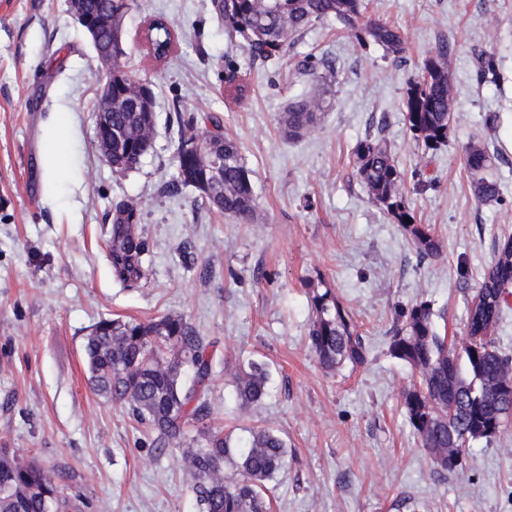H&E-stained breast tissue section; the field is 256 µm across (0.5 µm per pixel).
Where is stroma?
Listing matches in <instances>:
<instances>
[{
  "mask_svg": "<svg viewBox=\"0 0 512 512\" xmlns=\"http://www.w3.org/2000/svg\"><path fill=\"white\" fill-rule=\"evenodd\" d=\"M365 2L367 16L404 34L403 53L329 22L272 65L251 57L212 0H134L119 63L152 88L156 124L151 152L121 173L98 155L93 107L107 73L69 0H0V448L72 467L84 512H198L182 451L155 456L128 407L88 384L84 343L98 321L165 315L214 344L212 425L236 445L257 426L286 442L288 467L267 483L271 512H512V425L471 442L463 469L438 471L403 408L417 376L388 350L399 311L419 301L432 305L440 334L461 340L494 244L512 232V0ZM157 16L184 35L159 62L140 41ZM442 44L456 122L430 150L408 130L403 102ZM482 50L496 56V80L476 77ZM308 55L335 65L330 104L314 132L290 139L278 118L314 89L297 68ZM232 74L248 86L239 102L226 92ZM59 114L73 133L68 164L53 173ZM211 115L240 145L257 223L209 211L194 188L164 191L183 122L204 128ZM376 131L441 257H421L357 179L355 146ZM472 142L505 158L497 201L475 199L462 163ZM123 203L137 206L151 270L139 288L112 276L108 239ZM322 284L350 310L364 363L319 367L309 294ZM251 360L270 379L262 406L246 411L234 369Z\"/></svg>",
  "mask_w": 512,
  "mask_h": 512,
  "instance_id": "1",
  "label": "stroma"
}]
</instances>
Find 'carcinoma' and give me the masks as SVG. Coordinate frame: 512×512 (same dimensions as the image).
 <instances>
[{
  "instance_id": "carcinoma-1",
  "label": "carcinoma",
  "mask_w": 512,
  "mask_h": 512,
  "mask_svg": "<svg viewBox=\"0 0 512 512\" xmlns=\"http://www.w3.org/2000/svg\"><path fill=\"white\" fill-rule=\"evenodd\" d=\"M224 24L241 34L255 58L279 59L291 39L316 22L334 21L364 44L372 41L398 55L404 36L392 26L364 16V0H213ZM147 52L157 61L167 58L176 43L167 20L156 18L144 29ZM303 68L316 92L288 103L279 127L290 139L312 132L325 108V86L333 65L305 57ZM479 81L496 78L497 62L490 51L475 61ZM130 83L113 81L112 168H137L148 154L143 131L154 126L155 113L126 95ZM405 121L413 137L428 149L448 143L454 112L448 77V46L428 55L420 73L408 83ZM212 129L199 133L189 124L181 131L175 153L176 173L166 189L177 193L193 187L209 209L239 224L258 219L249 170L237 141L224 133L218 117ZM357 175L371 198L398 221L422 257H437L442 245L428 224L405 222L412 217L403 195V175L380 137L368 138L355 148ZM496 156L482 145L465 148L463 165L476 199L496 201L500 185ZM136 208L117 207L109 240L112 276L126 288L149 279L144 265L145 242L135 222ZM512 294V236L501 238L494 259L466 314V336L448 346L435 327L427 302H417L400 313L402 324L391 336L390 354L419 374V385L403 392L406 416L422 447L442 471L448 464L439 456L450 448L468 447L496 436L512 418V398L496 390L497 382L512 373V357L495 345L492 333L503 317ZM312 312L308 338L321 367L333 372L343 363L365 361L362 338L347 307L330 288H315L309 296ZM97 333L87 337L90 384L99 396L129 405L133 417L152 433L155 455L189 442L184 449L193 474V493L200 512H269L266 481L287 466L288 450L273 430L256 427L244 448L210 425L204 400L211 376V342L183 317L165 315L150 321L103 319ZM265 365L250 362L236 374L240 405L250 409L268 393ZM196 427L188 437L187 428ZM76 473L59 464L45 468L33 458L0 448V512H81L80 495L69 494Z\"/></svg>"
}]
</instances>
